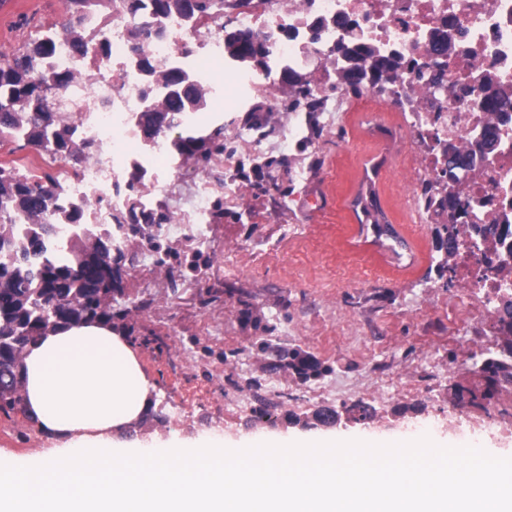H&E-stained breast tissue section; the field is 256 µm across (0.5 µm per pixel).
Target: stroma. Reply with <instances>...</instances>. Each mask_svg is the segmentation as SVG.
Returning a JSON list of instances; mask_svg holds the SVG:
<instances>
[{
    "label": "stroma",
    "instance_id": "obj_1",
    "mask_svg": "<svg viewBox=\"0 0 512 512\" xmlns=\"http://www.w3.org/2000/svg\"><path fill=\"white\" fill-rule=\"evenodd\" d=\"M65 0H24L0 9V57L46 31H61ZM287 91L250 96L230 112L205 109L197 123L219 131L231 167L159 159L145 194L170 224L154 229L171 257L137 237L124 246L123 291L115 296L116 331L132 345L149 384L139 437L192 438L215 427L244 435L296 440L322 432L316 412L338 420L334 433L434 432L456 440L481 428L496 457H512V385L498 394L495 420L478 407L455 408L453 386L481 391L479 367L500 338L480 311H466L469 290L447 284L437 267L433 223L405 203L423 164L424 142L411 139L403 113L353 102L346 112H290ZM266 118L264 140L237 136L243 117ZM297 122L298 137H282ZM263 167L252 176L254 154ZM302 176H295L296 168ZM373 184L407 248L395 256L361 228L351 204ZM208 194V240L176 241L170 225L186 223L200 189ZM194 254L199 272L179 267ZM298 349L325 367L301 380L277 359ZM364 402L372 420H350ZM46 437L23 407L0 411V451L24 455Z\"/></svg>",
    "mask_w": 512,
    "mask_h": 512
}]
</instances>
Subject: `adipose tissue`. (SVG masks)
<instances>
[{
  "mask_svg": "<svg viewBox=\"0 0 512 512\" xmlns=\"http://www.w3.org/2000/svg\"><path fill=\"white\" fill-rule=\"evenodd\" d=\"M24 405L47 448L0 454V512H512V460L484 490L486 449L466 469L432 434L290 442L218 433L143 446L149 382L111 329L74 326L29 347Z\"/></svg>",
  "mask_w": 512,
  "mask_h": 512,
  "instance_id": "1",
  "label": "adipose tissue"
}]
</instances>
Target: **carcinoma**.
Wrapping results in <instances>:
<instances>
[{
    "label": "carcinoma",
    "instance_id": "carcinoma-1",
    "mask_svg": "<svg viewBox=\"0 0 512 512\" xmlns=\"http://www.w3.org/2000/svg\"><path fill=\"white\" fill-rule=\"evenodd\" d=\"M120 1L125 2L124 13L129 15L127 38L138 54L131 58V64L143 79L145 104L136 116L138 136L144 142L156 129H175L172 150L185 161L208 162L213 153L224 150V145L215 143L211 134L182 125L184 113L199 112L207 106L203 83L175 62L159 66L150 53L149 40L163 34L160 23L165 18L178 16L190 29L208 20L218 22L224 17V0H200L199 10L194 13L185 11L184 0H67L69 18L63 34H43L0 64V134L36 147L53 162H66L72 156L85 161L99 150L94 141L77 136L79 125L67 111L65 101L48 102L42 96V87L54 84L74 92L81 86L77 70L86 73L100 66L109 55L108 34ZM262 52L247 36L224 44V59L243 69L252 67V58ZM335 53L348 60L338 72L336 83L344 91L369 85L383 92L404 71L417 69L400 55L377 57L354 41L339 44ZM280 71L288 73L281 84L298 96L295 103L312 95L311 82L299 69L282 62ZM444 153L456 160L444 170L454 181L469 155L451 144ZM145 175L146 170L133 164L126 182V209L115 217V226L99 229L87 224L91 204H65L62 185L51 175L41 178L0 166V365L15 376L12 383L0 387L1 410L22 404L25 352L39 337L74 325L113 323L112 296L121 291L120 267L112 256L120 252L114 232L139 236L155 250H162L151 227L169 222L170 217L142 200ZM458 207L456 194L449 191L434 210V217L447 220L436 228L440 251L455 249L453 228ZM361 213L362 223L370 225L376 240L389 242L393 251L405 246L371 189L364 197ZM25 216H38L42 222L20 237L17 220ZM58 224L83 228L85 232L70 239L64 257L52 259L48 252ZM500 322L507 327L500 352L485 359L480 369L481 399L487 401L495 398L503 384H512V300L503 303ZM288 366L304 380L325 372L299 350L288 352Z\"/></svg>",
    "mask_w": 512,
    "mask_h": 512
}]
</instances>
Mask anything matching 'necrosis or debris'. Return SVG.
<instances>
[{
	"mask_svg": "<svg viewBox=\"0 0 512 512\" xmlns=\"http://www.w3.org/2000/svg\"><path fill=\"white\" fill-rule=\"evenodd\" d=\"M224 17L256 27L279 60L303 65L318 57L330 65L334 47L353 39L380 53L400 50L406 59L424 64L423 76L405 72L387 94L388 104L406 113L410 136L429 147L407 195L421 222L429 221V203L443 193L438 175L447 163L444 146L451 142L470 149L478 127H499L497 151L473 158L471 168L461 173L462 196L485 201L465 209L460 218L475 225L479 245L459 238L449 259L457 280L473 287L483 311L497 316L502 299L512 298V0H224ZM318 19L325 25L313 42L309 26ZM185 29L180 18L166 21L165 35L150 45L158 62L178 61L198 76L203 63L223 62V41L209 27L197 30L198 53L181 54ZM443 33L448 46L439 53L433 40ZM109 41L111 53L100 71L83 79L88 103L78 114L84 136L103 150L64 192L65 201L77 205L110 194V208L90 209L93 224L112 223L125 205L116 192V166L128 156L145 168L156 161L155 155H140L137 147L140 78L130 66L124 30H112ZM492 89L502 96V108L481 110L479 101Z\"/></svg>",
	"mask_w": 512,
	"mask_h": 512,
	"instance_id": "obj_1",
	"label": "necrosis or debris"
}]
</instances>
